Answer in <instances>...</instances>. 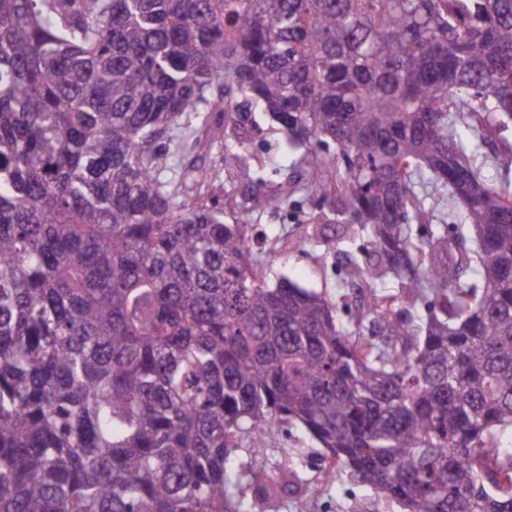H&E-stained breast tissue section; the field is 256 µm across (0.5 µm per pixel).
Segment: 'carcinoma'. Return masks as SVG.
<instances>
[{
  "mask_svg": "<svg viewBox=\"0 0 512 512\" xmlns=\"http://www.w3.org/2000/svg\"><path fill=\"white\" fill-rule=\"evenodd\" d=\"M241 96L305 175L252 210L329 201L334 297L162 178ZM511 122L512 0H0V512H255L288 423L401 512H512Z\"/></svg>",
  "mask_w": 512,
  "mask_h": 512,
  "instance_id": "1",
  "label": "carcinoma"
}]
</instances>
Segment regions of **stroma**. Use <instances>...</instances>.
Masks as SVG:
<instances>
[{"label":"stroma","instance_id":"1","mask_svg":"<svg viewBox=\"0 0 512 512\" xmlns=\"http://www.w3.org/2000/svg\"><path fill=\"white\" fill-rule=\"evenodd\" d=\"M227 135L224 142L202 139L191 151L165 137L158 139L154 148L166 155L170 171L182 176L188 201L201 199L222 208L224 220L229 223L250 209L255 189L279 193L292 169L283 149L288 133L268 114L254 108L245 111L229 126ZM228 141L244 142L249 154L264 162L263 183H255L252 169L240 167L227 156L224 144ZM192 165L211 171L213 179L204 189L184 179L185 169ZM328 212L327 202L320 197L299 194L289 198L282 208L256 215L255 228L285 240L282 252L271 264V276L283 275L303 287L336 293L344 275L336 254L341 227L328 220ZM243 455L256 462L270 481L279 480L286 471L298 475L305 494L282 496L278 512H398L395 504L379 497L350 473L326 480L322 450L301 427H288L274 442L244 449Z\"/></svg>","mask_w":512,"mask_h":512}]
</instances>
